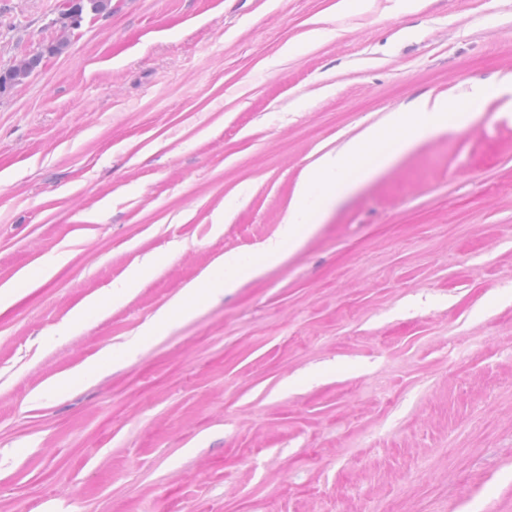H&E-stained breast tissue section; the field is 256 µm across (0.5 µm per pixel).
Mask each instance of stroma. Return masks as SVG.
Returning <instances> with one entry per match:
<instances>
[{
	"instance_id": "35a3bbf8",
	"label": "stroma",
	"mask_w": 512,
	"mask_h": 512,
	"mask_svg": "<svg viewBox=\"0 0 512 512\" xmlns=\"http://www.w3.org/2000/svg\"><path fill=\"white\" fill-rule=\"evenodd\" d=\"M337 2L112 0L0 94V284L71 254L0 309V512H512L508 93L77 373L278 234L321 154L512 75V0H355L308 43ZM61 3L0 0V68ZM153 269L154 265L151 261H146L143 264L136 266L122 286L114 289L112 292L113 300L114 298L120 299L128 295L134 288H137L142 281L150 276Z\"/></svg>"
}]
</instances>
